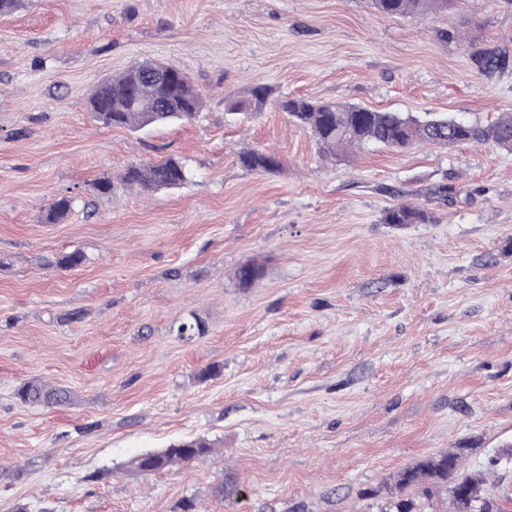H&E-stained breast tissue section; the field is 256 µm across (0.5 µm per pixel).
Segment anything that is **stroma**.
Segmentation results:
<instances>
[{
	"label": "stroma",
	"instance_id": "obj_1",
	"mask_svg": "<svg viewBox=\"0 0 512 512\" xmlns=\"http://www.w3.org/2000/svg\"><path fill=\"white\" fill-rule=\"evenodd\" d=\"M494 48L512 53L495 0L406 18L371 0H23L0 16V512H377L371 491L462 446L463 469L512 492V467L490 464L512 443V152L324 160L273 104L227 109L263 83L484 122L512 110V67L471 60ZM150 60L202 93L195 122L132 132L88 111L96 83ZM246 148L281 170L243 168ZM169 156L185 185L121 184ZM443 182L458 194L430 203L434 223H382ZM64 194L73 210L46 223ZM72 251L82 265L53 267ZM194 319L204 334L179 336ZM32 378L69 401L22 404ZM185 438L216 451L128 470ZM472 60L478 73L483 76H489L497 70L509 66L510 63V59L506 55L483 50L472 53Z\"/></svg>",
	"mask_w": 512,
	"mask_h": 512
}]
</instances>
